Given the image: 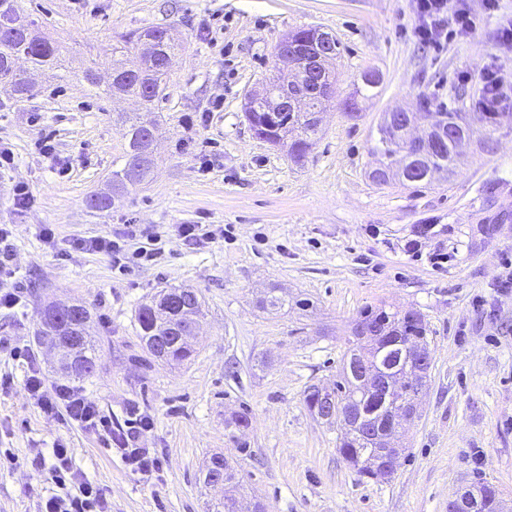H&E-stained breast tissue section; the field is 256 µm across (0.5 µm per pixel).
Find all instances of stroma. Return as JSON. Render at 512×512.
Here are the masks:
<instances>
[{"instance_id": "stroma-1", "label": "stroma", "mask_w": 512, "mask_h": 512, "mask_svg": "<svg viewBox=\"0 0 512 512\" xmlns=\"http://www.w3.org/2000/svg\"><path fill=\"white\" fill-rule=\"evenodd\" d=\"M39 32L57 41L63 68L36 71L32 96L0 91V146L14 155L0 170V225H9L23 298L0 307V450L19 458L0 468V512H37L51 486L36 449L63 440L75 468L101 488L109 512H208L222 498L204 485L212 454L235 458L225 418L244 410L250 455L238 479L265 512H447L449 497L475 479L496 485L512 507V295L497 288L512 260V124L475 119L478 75L498 59L512 80V57L498 54L499 17L471 38L434 51L416 40L415 0H21ZM166 28L180 49L158 103L155 166L142 184L112 188V164L126 141L116 117L137 111L82 78L89 62L111 67L113 44L135 30ZM333 34L332 105L302 162L258 138L245 118L248 95L288 75L276 55L288 33ZM469 80H461V70ZM380 83L358 94L361 75ZM356 109H347L349 100ZM417 113L424 134L432 112H463L473 136L452 181L415 187L376 184L373 152L385 113ZM53 156H44L43 139ZM35 203L20 209L12 188ZM108 194L104 211L91 194ZM124 224L162 234L156 261L113 268L98 252L66 253L77 235L102 236ZM206 224L212 242L191 248L174 225ZM421 250L406 244L422 225ZM53 240L40 235L42 226ZM448 261L433 265V251ZM196 289L205 316L195 353L180 365L152 361L136 312L161 289ZM277 289L286 305L264 311ZM83 301L97 347L80 388L114 425L130 407L154 420L143 441L161 467L133 473L99 435L44 414L24 380L40 370L65 382L37 338L42 308ZM420 312L430 329L432 367L419 414L403 422L406 451L386 483L359 477L336 450L337 431L303 402L309 385L330 384L369 306Z\"/></svg>"}]
</instances>
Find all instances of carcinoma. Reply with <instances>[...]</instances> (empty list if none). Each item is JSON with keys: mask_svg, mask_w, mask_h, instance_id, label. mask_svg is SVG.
<instances>
[{"mask_svg": "<svg viewBox=\"0 0 512 512\" xmlns=\"http://www.w3.org/2000/svg\"><path fill=\"white\" fill-rule=\"evenodd\" d=\"M317 33L316 28L299 29L289 33L288 37L294 40L296 50L301 52L311 46ZM147 42L152 43L154 54L160 61L172 56L176 50L166 30L159 27L138 30L112 46V84L108 85V93H121L142 101V112L119 117L127 140L123 164L112 171V184L119 188L146 181L153 168L140 159V151L144 148L142 137L147 129L157 125L153 103L165 90L166 81L131 73L125 59L129 46ZM13 49L25 53L34 66L58 63V46L39 35L31 40L19 39ZM0 84L10 86L19 95L31 90V85L2 67ZM278 86L279 83L271 81L263 92L252 98L247 118L259 121L267 117V98ZM330 100L331 96L322 92H310L296 108L277 113L272 119V127L263 132V139L277 146L285 135H290L288 153L294 161H302L318 134L319 114ZM440 116L447 126L471 136L470 125L462 113L442 112ZM377 133L375 152L384 159L381 167L372 173L378 184H387L394 178L402 183H421L437 171L450 177L454 175L457 146L446 145L434 152L422 145L410 152L406 150L409 131L405 130L403 113H396L391 120L383 118ZM203 316V300L196 291L168 287L161 290L151 303L139 307L137 322L141 340L150 355H155L153 345L160 343L164 346L160 360L181 364L189 360L195 350L178 340V332L191 334ZM79 322V318L67 312L57 314L45 308L38 332L40 343L68 338L71 335L68 326ZM355 325L366 327L369 336H355L352 346L344 354L338 380L332 388L338 414L331 424L338 430L336 447L339 455L356 469L359 476L384 481L391 478V474L383 472L381 458L386 454L399 457L404 452L402 448L391 447L398 433L393 417L414 404L429 377V371L417 364L418 353L429 351V327L417 311L390 312L382 307L362 312ZM352 358L364 359L374 370L392 379V386L383 388L379 393L372 390L350 372L349 361ZM95 363L96 346L87 339L77 360L72 363L64 361L62 367L67 374L80 379L90 375ZM215 467L224 470L226 492L224 501L213 506V512H250V507L243 506L244 499L237 496L235 466L219 453L210 457L205 471ZM469 488L474 512H499L501 494L495 486L478 480Z\"/></svg>", "mask_w": 512, "mask_h": 512, "instance_id": "carcinoma-1", "label": "carcinoma"}]
</instances>
